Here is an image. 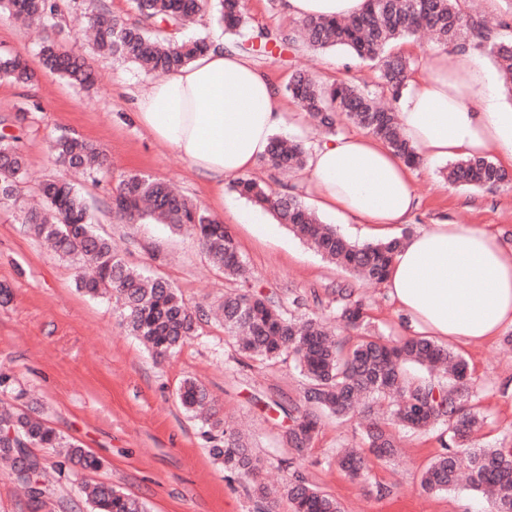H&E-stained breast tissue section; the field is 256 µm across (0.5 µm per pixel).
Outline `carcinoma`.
I'll list each match as a JSON object with an SVG mask.
<instances>
[{
    "mask_svg": "<svg viewBox=\"0 0 512 512\" xmlns=\"http://www.w3.org/2000/svg\"><path fill=\"white\" fill-rule=\"evenodd\" d=\"M138 22L129 24L91 3L83 12L85 30L94 49L130 61L151 75L166 74L185 66L210 49L215 41L203 37L181 39L180 30L208 6H213L224 28V50L258 60L273 55L272 48L294 51L341 49L352 61L373 68L374 87L350 79L324 83L302 70L292 72L285 93L316 121L319 135H333L342 121L362 129L386 144L411 166L422 157L402 135L395 104L407 85L416 61L395 50L398 43L425 32L444 49L472 47L494 57L512 89V35L508 25L491 24L474 11L468 0H366L365 9L351 17H307L291 28H251L243 0H133ZM58 11L57 0H0V14L21 22H45ZM43 67L91 88L93 73L79 50L48 38L40 49ZM37 78L24 55L0 51V80L31 84ZM19 137L0 134V207L16 203L24 191L27 159ZM315 146L312 137L272 138L262 158L270 168L283 172L303 169ZM56 160L69 170L92 179L107 170V156L96 144L78 136L60 135L49 142ZM447 179L458 187L497 189L512 187V175L489 157L459 159L448 164ZM234 191L251 205L272 214L279 224L321 256L349 272L383 282L406 234L358 244L323 223L297 195L275 193L255 179L237 178ZM42 206L23 211L22 223L38 238L51 243L64 258L81 270L77 287L94 298L117 297L120 318L127 331L139 339L156 359L178 352L197 335L198 317L168 280L145 267L130 265L112 248V240L93 222L86 200L64 178L43 182ZM112 218L138 224L150 217L174 231H186L230 281L246 280L247 267L232 235L218 219L164 181L138 172L119 177L109 203ZM338 318L357 329L367 322L364 306L351 300L346 288L336 289ZM225 333L237 351L251 361L294 364L305 381L307 410L274 405L288 418L285 445L304 456L324 417H347L366 405L369 423L364 447L336 454V467L353 480L365 478L368 456L387 460L398 453L393 435L396 424L414 431L444 426L450 443L443 445L422 471L420 487L428 494L452 491L462 470L471 488L491 495L493 512H512V448L483 447L474 442L485 416L472 404L469 365L465 358L427 336H410L395 343L382 336H361L346 343L315 315L297 317L280 302L262 292L234 289L224 294L220 306ZM181 406L188 412L205 407L202 434L210 453L224 460L229 477L248 482L263 503V512H277L279 498H286L292 512H342L332 496L293 474L281 489L260 479L258 460L242 436L224 423L215 400L195 380L179 388ZM34 448H55L74 470L93 472L101 461L80 445L66 439L37 415L35 408L0 405V461L25 491L34 512H65L59 480ZM82 493L91 512H147L139 498L110 484L86 483Z\"/></svg>",
    "mask_w": 512,
    "mask_h": 512,
    "instance_id": "obj_1",
    "label": "carcinoma"
}]
</instances>
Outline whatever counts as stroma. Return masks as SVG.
<instances>
[{
	"mask_svg": "<svg viewBox=\"0 0 512 512\" xmlns=\"http://www.w3.org/2000/svg\"><path fill=\"white\" fill-rule=\"evenodd\" d=\"M0 50L24 54L38 79L28 86L0 82V131L19 136L28 160L26 194L62 168L49 156L51 137L77 134L102 147L110 167L81 190L101 232L134 266L150 267L182 293L191 307L209 309L223 299L229 284L186 233L162 224H118L108 208L121 174L137 171L173 182L184 194L221 221L236 240L255 291L275 292L293 314H332L336 285L354 287L369 309L363 331L336 325L337 335L359 334L397 339L408 330L384 285L354 282L349 273L326 262L312 248L279 227L266 238L250 225L236 223L232 209L248 210L232 191V177L208 183L186 160L155 141L134 118L136 93L149 77L130 62L82 49L96 83L83 90L41 70L40 40L29 27L0 17ZM277 89L293 70L306 69L330 81L350 78L373 84L375 72L349 64L338 51L275 52L262 63ZM27 108L17 122L18 108ZM444 162H423L413 187L419 205L412 221L392 227L411 233L431 224H476L512 245V188L462 189L442 177ZM76 266L60 258L21 224L16 210L0 208V371L13 379L21 404L39 405L58 433L78 442L103 461L95 472H64L61 490L73 512H87L81 486L108 482L136 496L148 512H258L249 484L228 478L211 455L197 420L179 403L185 379L202 384L226 422L244 433L269 486H281L290 472L335 497L342 512H491L490 501L468 486L450 494H427L420 473L442 448L443 428L401 435L402 451L393 459L371 460L364 482L336 470L337 449L361 443L366 418L355 412L344 420H323L307 458L288 468L283 443L289 420L278 402L302 404L304 382L292 363H241L221 323L201 317L196 336L175 355L157 360L122 327L115 301L92 299L75 285ZM470 365L476 404L488 417L478 436L482 445L512 447V339L498 336L478 344L454 345Z\"/></svg>",
	"mask_w": 512,
	"mask_h": 512,
	"instance_id": "stroma-1",
	"label": "stroma"
}]
</instances>
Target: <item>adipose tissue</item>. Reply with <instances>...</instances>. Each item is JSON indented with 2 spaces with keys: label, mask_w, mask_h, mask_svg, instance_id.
<instances>
[{
  "label": "adipose tissue",
  "mask_w": 512,
  "mask_h": 512,
  "mask_svg": "<svg viewBox=\"0 0 512 512\" xmlns=\"http://www.w3.org/2000/svg\"><path fill=\"white\" fill-rule=\"evenodd\" d=\"M365 0H282L291 17H348ZM138 119L213 182L251 171L284 123L278 91L248 60L213 48L150 83ZM401 131L422 158L496 153L512 167V105L493 93L476 51L441 50L414 75L396 104ZM306 177L315 205L376 232L409 223L414 172L382 142L354 131L313 149ZM413 328L470 344L512 329V247L484 229L434 224L407 238L384 281Z\"/></svg>",
  "instance_id": "1"
}]
</instances>
